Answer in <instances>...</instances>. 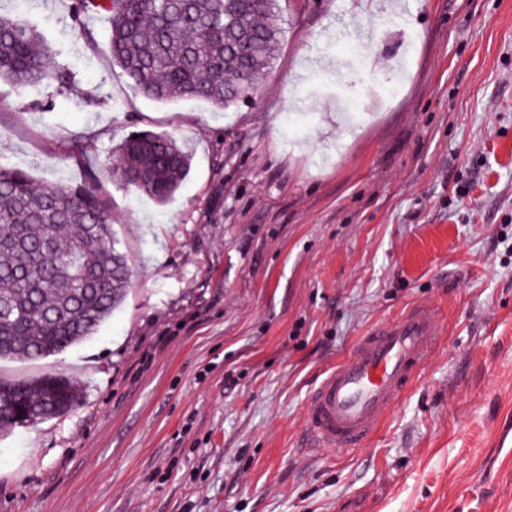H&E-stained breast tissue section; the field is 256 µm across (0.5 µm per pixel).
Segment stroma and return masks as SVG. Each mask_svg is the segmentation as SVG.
Returning <instances> with one entry per match:
<instances>
[{
	"label": "stroma",
	"instance_id": "obj_1",
	"mask_svg": "<svg viewBox=\"0 0 512 512\" xmlns=\"http://www.w3.org/2000/svg\"><path fill=\"white\" fill-rule=\"evenodd\" d=\"M71 4L0 0L71 75L0 84V164L94 184L130 278L94 336L0 361L81 393L0 436V512H512V0H402L403 26L392 0H279L225 109L140 95ZM141 130L192 154L162 206L113 173ZM412 303L446 330L380 432L301 448L320 373Z\"/></svg>",
	"mask_w": 512,
	"mask_h": 512
}]
</instances>
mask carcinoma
Listing matches in <instances>:
<instances>
[{
	"label": "carcinoma",
	"instance_id": "1",
	"mask_svg": "<svg viewBox=\"0 0 512 512\" xmlns=\"http://www.w3.org/2000/svg\"><path fill=\"white\" fill-rule=\"evenodd\" d=\"M278 0H74V18L103 10L112 62L155 101L234 104L275 59ZM66 87L70 75L32 26L0 18V81ZM116 174L158 203L189 175L191 156L166 132L140 131L118 148ZM65 252L57 260L53 251ZM106 202L90 185L39 187L0 166V358L37 360L95 334L129 283ZM79 399L64 376L0 382V433L62 415Z\"/></svg>",
	"mask_w": 512,
	"mask_h": 512
}]
</instances>
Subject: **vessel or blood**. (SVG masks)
Here are the masks:
<instances>
[{
  "label": "vessel or blood",
  "mask_w": 512,
  "mask_h": 512,
  "mask_svg": "<svg viewBox=\"0 0 512 512\" xmlns=\"http://www.w3.org/2000/svg\"><path fill=\"white\" fill-rule=\"evenodd\" d=\"M444 329L440 310L419 303L367 329L315 382L304 447L333 453L366 445L410 389Z\"/></svg>",
  "instance_id": "b4317fda"
}]
</instances>
